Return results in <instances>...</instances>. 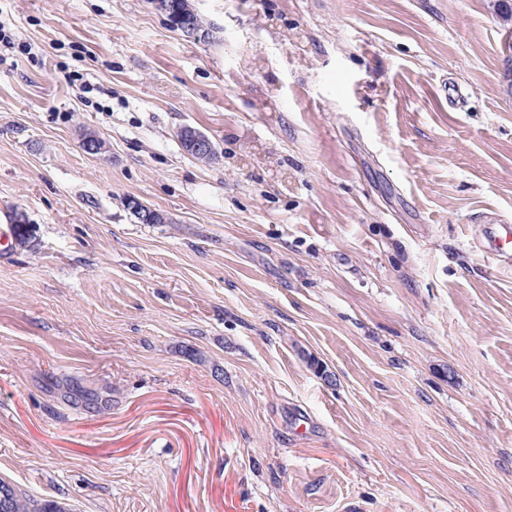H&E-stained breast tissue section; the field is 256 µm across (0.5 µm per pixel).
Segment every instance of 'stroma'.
Listing matches in <instances>:
<instances>
[{
	"mask_svg": "<svg viewBox=\"0 0 512 512\" xmlns=\"http://www.w3.org/2000/svg\"><path fill=\"white\" fill-rule=\"evenodd\" d=\"M190 2L210 41L152 0H0V479L74 512H512L482 222L512 224V24ZM177 138L179 141L185 143L188 150L193 154L192 157L199 162L209 164L214 160L209 158L196 157L214 156V144L204 132L191 126H183L177 131Z\"/></svg>",
	"mask_w": 512,
	"mask_h": 512,
	"instance_id": "35a3bbf8",
	"label": "stroma"
}]
</instances>
